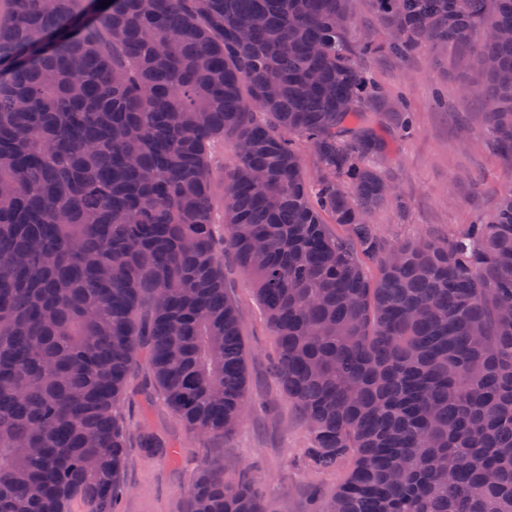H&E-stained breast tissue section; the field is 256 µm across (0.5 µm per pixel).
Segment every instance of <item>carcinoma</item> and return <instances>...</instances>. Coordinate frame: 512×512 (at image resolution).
Wrapping results in <instances>:
<instances>
[{
	"mask_svg": "<svg viewBox=\"0 0 512 512\" xmlns=\"http://www.w3.org/2000/svg\"><path fill=\"white\" fill-rule=\"evenodd\" d=\"M0 3V512H113L142 354L143 390L190 431L243 423L226 252L262 302L310 468L352 459L313 512H512V182L487 220L385 245L369 219L393 186L368 159L391 141L356 61L470 48L468 96L512 165V0H376L384 47L349 40L347 0ZM224 137L220 241L208 151ZM295 138L319 160L313 194ZM188 499L266 512L252 465L228 483L203 464Z\"/></svg>",
	"mask_w": 512,
	"mask_h": 512,
	"instance_id": "obj_1",
	"label": "carcinoma"
}]
</instances>
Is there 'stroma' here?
I'll use <instances>...</instances> for the list:
<instances>
[{
  "mask_svg": "<svg viewBox=\"0 0 512 512\" xmlns=\"http://www.w3.org/2000/svg\"><path fill=\"white\" fill-rule=\"evenodd\" d=\"M359 65L387 100L386 111L375 115L377 122L398 130L396 106L402 100L414 116L412 136L397 140L394 154L378 164L397 192L371 215L384 242L444 237L489 217L512 167L494 152L484 112L463 93L479 76L475 56L438 45L405 60L364 56ZM224 277L242 314L254 408L232 435L200 436L159 394L144 397L145 376L137 374L121 407L129 443L119 512H186L187 493L204 461L223 468L228 480L237 479L246 464H256L269 512H309L313 494L330 495L348 472L344 466L324 474L309 470L303 416L269 369L276 340L262 304L250 278L232 260L224 262ZM143 431L177 446L178 459L141 448Z\"/></svg>",
  "mask_w": 512,
  "mask_h": 512,
  "instance_id": "35a3bbf8",
  "label": "stroma"
}]
</instances>
